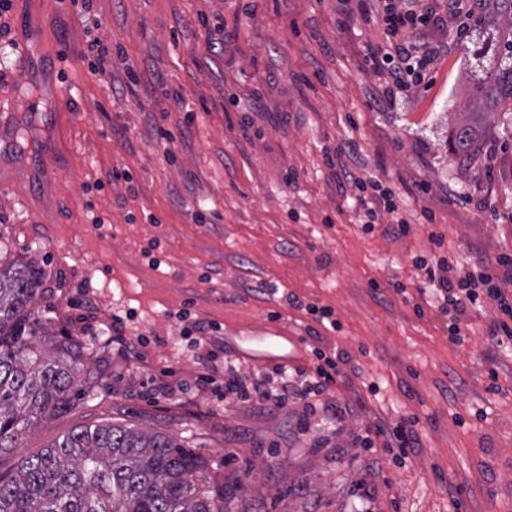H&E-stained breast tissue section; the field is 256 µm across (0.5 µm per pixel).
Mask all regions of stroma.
<instances>
[{
	"mask_svg": "<svg viewBox=\"0 0 512 512\" xmlns=\"http://www.w3.org/2000/svg\"><path fill=\"white\" fill-rule=\"evenodd\" d=\"M90 13L123 51L108 78L83 56ZM10 26L0 102L35 92L12 42L34 38L69 78L0 151V261L42 269L34 319L89 348L76 376L106 389L73 394L0 455L1 475L79 426L132 424L193 453L228 512H512V353L488 336L500 313L468 309L465 341L451 342L413 264L431 252L464 271L512 258V103L474 156L448 151L470 79L457 28L412 98L387 109L364 62L383 30L342 23L334 0H92L87 12L14 0ZM132 75L137 97L113 94ZM42 145L58 167L46 182L24 161ZM348 146L352 171L394 193L407 235L363 230L356 189L340 193L327 164ZM153 243L157 268L142 254ZM311 304L331 307L339 329L318 327ZM184 307L256 376L268 364L246 356L251 336L282 337L274 355L308 370L317 328V347L348 353L359 373L328 394L343 418L300 402L215 406L186 350ZM403 416L418 419L405 465L378 444L382 467L367 474L355 435Z\"/></svg>",
	"mask_w": 512,
	"mask_h": 512,
	"instance_id": "obj_1",
	"label": "stroma"
}]
</instances>
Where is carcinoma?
<instances>
[{"label":"carcinoma","mask_w":512,"mask_h":512,"mask_svg":"<svg viewBox=\"0 0 512 512\" xmlns=\"http://www.w3.org/2000/svg\"><path fill=\"white\" fill-rule=\"evenodd\" d=\"M458 50L473 87L450 142L469 158L495 108L512 100V0H475ZM39 267L0 264V455L66 410L81 348L59 338L42 348L31 320ZM201 462L170 437L135 426L86 424L0 476V512H224L204 485Z\"/></svg>","instance_id":"obj_1"}]
</instances>
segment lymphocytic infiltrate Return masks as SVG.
<instances>
[{
    "label": "lymphocytic infiltrate",
    "mask_w": 512,
    "mask_h": 512,
    "mask_svg": "<svg viewBox=\"0 0 512 512\" xmlns=\"http://www.w3.org/2000/svg\"><path fill=\"white\" fill-rule=\"evenodd\" d=\"M465 7L466 0H448L443 10L431 0H336L338 14L356 13L364 19L375 18L383 25L387 41L370 50L365 61L372 70L386 72L381 90L384 103L390 107L397 104L399 96L420 84L422 69L444 56L443 35L450 24L458 21ZM415 265L423 271L440 312L450 319L452 342H461L464 337L461 322L467 308L491 301L496 303L501 317L489 327L488 334L495 339L497 347L512 349V268L502 271L482 260L458 276L444 259L420 256ZM311 354L314 368L303 380H295L285 366L277 364L272 368L277 385L263 381L248 383L235 366L228 365L224 368V381L214 393L220 400L237 396L258 409L284 407L292 400L308 401L323 396L342 377L349 356L316 346ZM417 423L413 416L392 424L378 421L374 424V436L381 438L387 452L398 460L416 442Z\"/></svg>",
    "instance_id": "lymphocytic-infiltrate-1"
}]
</instances>
